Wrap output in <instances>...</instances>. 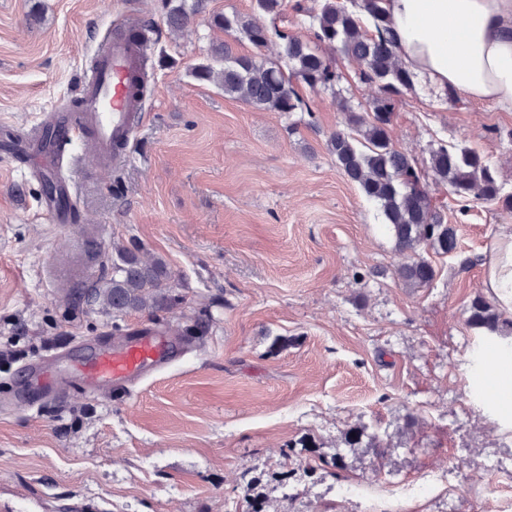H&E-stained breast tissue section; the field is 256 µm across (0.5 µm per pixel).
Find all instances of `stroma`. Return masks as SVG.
<instances>
[{"label": "stroma", "mask_w": 512, "mask_h": 512, "mask_svg": "<svg viewBox=\"0 0 512 512\" xmlns=\"http://www.w3.org/2000/svg\"><path fill=\"white\" fill-rule=\"evenodd\" d=\"M234 10L255 14V0H206L181 35L161 0H0V119L23 128L75 95L108 22L158 32L128 160L104 170L82 158L77 218L50 222L41 176L0 155V512H236L258 476L264 512H495L512 500V407L484 371L499 339L469 328L467 307L488 293L512 216L431 183L458 248L426 251L435 281L405 287L407 254L327 148L345 125L340 102L369 105L376 86L339 54L335 90L298 84L310 112L225 96L191 70L218 42L252 54L210 26ZM392 136L420 161L468 146L512 192V112L419 83ZM117 242L165 260L172 309L115 317L88 303ZM70 272L72 287L56 288ZM145 327L179 346L167 367L106 400L74 384L89 346ZM44 358L65 396L11 406ZM355 426L383 456L346 447ZM306 437L344 468H295L289 495L288 447Z\"/></svg>", "instance_id": "obj_1"}]
</instances>
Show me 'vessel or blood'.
Returning a JSON list of instances; mask_svg holds the SVG:
<instances>
[{
    "label": "vessel or blood",
    "instance_id": "vessel-or-blood-1",
    "mask_svg": "<svg viewBox=\"0 0 512 512\" xmlns=\"http://www.w3.org/2000/svg\"><path fill=\"white\" fill-rule=\"evenodd\" d=\"M139 78L138 44L122 37H107L96 50L92 74L76 94L77 107L64 119H46L33 133L1 123L0 134L9 148L31 151L37 161L59 156L61 150L79 144L100 166L117 168L128 158L126 147L135 130L133 118L143 108ZM43 174L51 197L46 212L57 223L61 215L54 201L70 195L74 183L59 177L53 165L46 166ZM168 348L166 336L147 333L120 349L97 352L81 362L77 373L88 387L103 394L161 368Z\"/></svg>",
    "mask_w": 512,
    "mask_h": 512
}]
</instances>
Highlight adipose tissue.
Listing matches in <instances>:
<instances>
[{"mask_svg":"<svg viewBox=\"0 0 512 512\" xmlns=\"http://www.w3.org/2000/svg\"><path fill=\"white\" fill-rule=\"evenodd\" d=\"M401 63L438 91L512 112V0H383ZM485 285L512 314V232L495 243Z\"/></svg>","mask_w":512,"mask_h":512,"instance_id":"1","label":"adipose tissue"}]
</instances>
